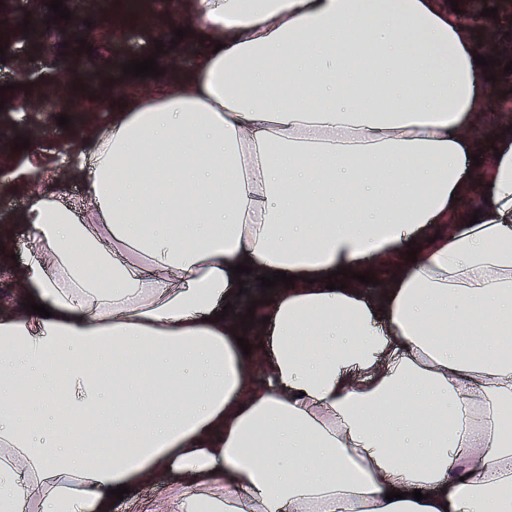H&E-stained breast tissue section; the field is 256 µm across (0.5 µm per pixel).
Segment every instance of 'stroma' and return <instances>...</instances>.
<instances>
[{"label":"stroma","instance_id":"stroma-1","mask_svg":"<svg viewBox=\"0 0 512 512\" xmlns=\"http://www.w3.org/2000/svg\"><path fill=\"white\" fill-rule=\"evenodd\" d=\"M166 2L158 0L153 20L117 23L115 43L125 59L139 60L152 55L157 64L167 63L172 69L191 71L197 63L199 40L196 32H189L179 43H165L163 49L155 47L159 37L156 25L167 17ZM29 9L28 0H11L9 21L14 32L11 49L29 68L64 79L68 83H82L94 89H102V106L88 108L83 124L105 126L126 95L135 91L147 94L159 85V78L135 77L119 70L109 87H101L98 76L102 70L111 68V51L101 42L92 41V51L84 55L82 67L72 68L69 55L63 52V45L81 40L80 28L69 26L64 20L49 24L43 45H34L21 27ZM17 81L18 77L12 70L0 67V86L4 87L7 100L5 109L10 112L13 120L12 129L0 133V169L11 174L13 184L9 192L0 193V227L6 230V236L0 244L11 254L18 253L26 239L25 225L12 223L11 216L23 206L31 191V175L40 174V185L44 188L50 186L52 181H59L67 199L77 211H85L90 205L84 184L77 175L78 166L85 161L82 154L83 141L79 135L80 126H59L57 115L53 112L27 116L25 100L29 92L17 88ZM19 137L38 139L39 151L34 152L28 148L16 150L14 141Z\"/></svg>","mask_w":512,"mask_h":512}]
</instances>
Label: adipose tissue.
Wrapping results in <instances>:
<instances>
[{
    "mask_svg": "<svg viewBox=\"0 0 512 512\" xmlns=\"http://www.w3.org/2000/svg\"><path fill=\"white\" fill-rule=\"evenodd\" d=\"M168 18L205 49L88 135L91 211L43 189L15 216L4 272L53 315L0 303V512H110L171 473L167 512H512V135L481 152L470 25L443 0ZM244 261L294 277L257 292L248 355Z\"/></svg>",
    "mask_w": 512,
    "mask_h": 512,
    "instance_id": "obj_1",
    "label": "adipose tissue"
}]
</instances>
